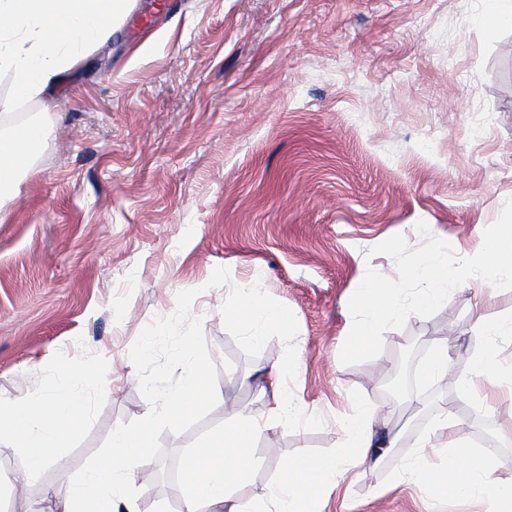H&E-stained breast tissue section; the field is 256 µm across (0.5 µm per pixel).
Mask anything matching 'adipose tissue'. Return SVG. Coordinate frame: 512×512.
I'll return each instance as SVG.
<instances>
[{
	"mask_svg": "<svg viewBox=\"0 0 512 512\" xmlns=\"http://www.w3.org/2000/svg\"><path fill=\"white\" fill-rule=\"evenodd\" d=\"M136 0H0V77H8L17 99L52 100L63 75L85 60L118 31ZM47 130L37 120L0 130V204L19 193L17 176L40 152ZM87 408L68 381L50 397L32 396L0 403V433L18 437L31 451L21 481L35 480L55 448L83 424ZM259 420L235 422L183 459L185 512H319L324 492L350 478L358 465L378 461L395 444L389 429L376 428L373 414L356 403L343 423L345 442L335 456L301 454L280 465L263 504L241 493L254 464L253 438ZM463 421L444 411L437 428L421 441L397 474L431 496L470 498L486 512H512V483L493 479L495 454L479 455L463 446ZM153 419L135 431L117 430L111 449L60 493L57 512H138L127 476L147 459Z\"/></svg>",
	"mask_w": 512,
	"mask_h": 512,
	"instance_id": "obj_1",
	"label": "adipose tissue"
}]
</instances>
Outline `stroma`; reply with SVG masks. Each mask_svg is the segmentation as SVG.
<instances>
[{
	"mask_svg": "<svg viewBox=\"0 0 512 512\" xmlns=\"http://www.w3.org/2000/svg\"><path fill=\"white\" fill-rule=\"evenodd\" d=\"M486 10L487 0H137L52 102L16 101L0 78V125L49 129L0 207V400L50 394L66 370L88 408L34 482L16 483L29 451L0 435V512H48L116 424L149 413L128 351L179 291L203 290L191 313L217 366V405L188 432L161 434L164 461L132 475L140 512H183L182 493L153 475L226 424L271 417L266 374L284 345L253 359L239 349L223 325L227 288L205 287L218 266L294 313L293 392L312 417L256 435L247 494L263 493L281 459L336 454L355 394L391 420L395 446L321 512H483L393 480L447 408L465 423V448L494 443L495 476L512 482V440L499 435L512 410L459 388L482 346L476 316L512 315V290L468 280L434 315L385 332L377 358L345 365L339 352L366 269L396 274L374 246L397 233L419 245L422 220L456 253L476 252L512 198V24L485 21ZM451 335L447 376L424 382Z\"/></svg>",
	"mask_w": 512,
	"mask_h": 512,
	"instance_id": "35a3bbf8",
	"label": "stroma"
}]
</instances>
